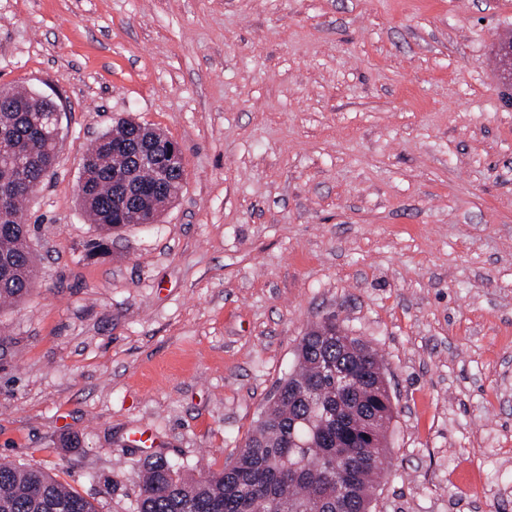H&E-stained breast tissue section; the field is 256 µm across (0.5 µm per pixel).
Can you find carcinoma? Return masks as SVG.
<instances>
[{
  "mask_svg": "<svg viewBox=\"0 0 512 512\" xmlns=\"http://www.w3.org/2000/svg\"><path fill=\"white\" fill-rule=\"evenodd\" d=\"M512 36L501 39L497 56L503 74L512 75ZM55 118L34 91L0 90V307L21 301L36 277L30 225L21 221L22 204L53 169L58 149L52 142ZM136 124L121 120L103 132L84 155L87 179L81 208L100 231L91 250L103 252L112 232L137 223L131 212L112 207L114 175L128 156L114 145L134 134ZM163 166L181 168L160 132L145 142ZM180 175L148 199L160 215L178 197ZM342 327L328 316L308 329L295 353V365L278 382L259 424L246 439L232 467L200 478H186L159 456L139 474L138 512H362L382 471L385 437L392 420L376 379L362 376L380 365L367 344L336 349ZM352 377L354 406L336 426V390L341 375ZM0 512H96L93 504L49 474L0 461Z\"/></svg>",
  "mask_w": 512,
  "mask_h": 512,
  "instance_id": "carcinoma-1",
  "label": "carcinoma"
}]
</instances>
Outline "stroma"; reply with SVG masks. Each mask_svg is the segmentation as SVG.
Returning <instances> with one entry per match:
<instances>
[{
	"mask_svg": "<svg viewBox=\"0 0 512 512\" xmlns=\"http://www.w3.org/2000/svg\"><path fill=\"white\" fill-rule=\"evenodd\" d=\"M510 32L512 0H0V87L64 106L0 310V460L137 512L156 454L235 459L332 315L392 395L372 512H512ZM122 118L186 177L93 257L81 162ZM182 188L180 180V174H176L172 177L171 182L168 184L166 190L159 194L154 195L148 199V208L154 212L158 217L167 207H169L178 197V194Z\"/></svg>",
	"mask_w": 512,
	"mask_h": 512,
	"instance_id": "1",
	"label": "stroma"
}]
</instances>
